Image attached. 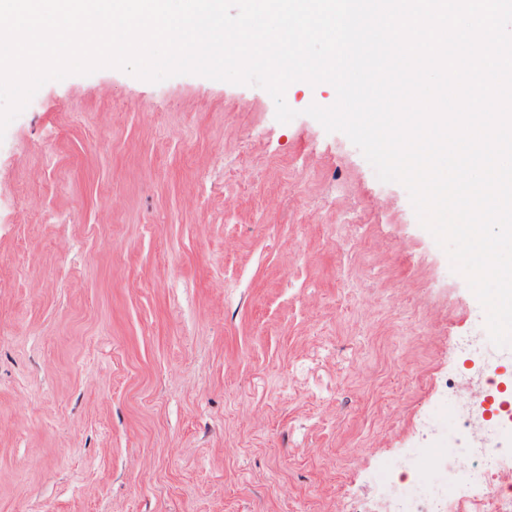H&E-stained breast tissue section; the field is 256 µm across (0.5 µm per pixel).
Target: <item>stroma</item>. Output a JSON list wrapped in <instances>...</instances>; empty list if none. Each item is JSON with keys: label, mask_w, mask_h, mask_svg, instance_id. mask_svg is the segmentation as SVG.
Returning <instances> with one entry per match:
<instances>
[{"label": "stroma", "mask_w": 512, "mask_h": 512, "mask_svg": "<svg viewBox=\"0 0 512 512\" xmlns=\"http://www.w3.org/2000/svg\"><path fill=\"white\" fill-rule=\"evenodd\" d=\"M327 83L115 68L0 138V512H401L494 344Z\"/></svg>", "instance_id": "35a3bbf8"}]
</instances>
